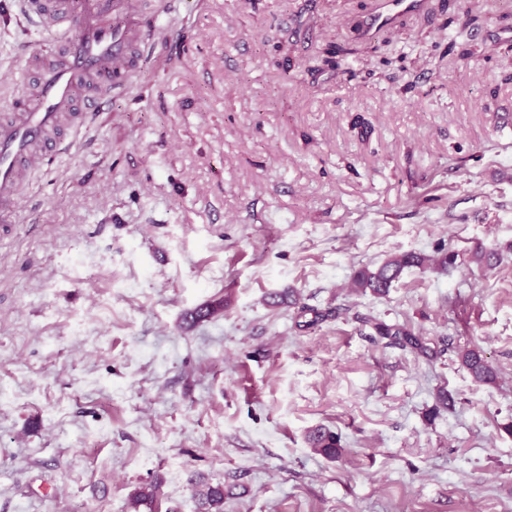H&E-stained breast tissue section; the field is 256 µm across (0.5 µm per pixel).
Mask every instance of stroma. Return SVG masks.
Wrapping results in <instances>:
<instances>
[{"instance_id":"1","label":"stroma","mask_w":512,"mask_h":512,"mask_svg":"<svg viewBox=\"0 0 512 512\" xmlns=\"http://www.w3.org/2000/svg\"><path fill=\"white\" fill-rule=\"evenodd\" d=\"M378 6L145 0L165 38L0 225V512H129L156 478L155 512H198L193 476L224 512H512V0H422L377 45ZM57 51L0 0V116ZM479 248L498 265L349 288ZM458 254L452 251L436 256H426L419 253H406L393 256L375 267H361L356 270L350 281V288L356 292H370L373 295L384 296L389 292L404 272L410 267H438L445 270L448 265L456 262ZM459 361L473 380L480 384H492L497 379V373L488 363L482 350L473 346L458 352ZM194 497L198 503V512H224V485L212 484L191 478Z\"/></svg>"}]
</instances>
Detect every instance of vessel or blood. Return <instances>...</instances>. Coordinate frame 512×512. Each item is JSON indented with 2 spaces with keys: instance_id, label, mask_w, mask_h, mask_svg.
<instances>
[{
  "instance_id": "b4317fda",
  "label": "vessel or blood",
  "mask_w": 512,
  "mask_h": 512,
  "mask_svg": "<svg viewBox=\"0 0 512 512\" xmlns=\"http://www.w3.org/2000/svg\"><path fill=\"white\" fill-rule=\"evenodd\" d=\"M25 16H36L64 40L65 59L38 66L35 89L15 112L0 118V224H10L18 203L20 168L28 161L52 164L66 148L54 136L63 113L80 127L96 118L106 92L126 87L138 71L142 46L155 37L150 18L135 0H21ZM421 0H380L360 27L369 33L415 12Z\"/></svg>"
}]
</instances>
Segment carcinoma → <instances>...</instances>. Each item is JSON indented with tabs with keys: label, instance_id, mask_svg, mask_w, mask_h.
Returning a JSON list of instances; mask_svg holds the SVG:
<instances>
[{
	"label": "carcinoma",
	"instance_id": "1",
	"mask_svg": "<svg viewBox=\"0 0 512 512\" xmlns=\"http://www.w3.org/2000/svg\"><path fill=\"white\" fill-rule=\"evenodd\" d=\"M456 260L457 254L452 251L436 256H426L414 252L393 256L378 266L372 268L365 266L356 270L351 278L350 288L356 292H369L373 295L384 296L399 280L405 269L431 266L444 270L454 264ZM497 262L498 253L496 251L477 249L471 254L467 264H473L483 269L490 268ZM375 329L383 337L403 336L406 343L412 347H420L418 340L402 328L377 324ZM458 358L462 367L475 382L492 384L496 381L497 373L479 347L473 346L459 351ZM312 443L317 451L329 457L336 456V452L339 450V437L330 430L317 429L312 435ZM190 483L198 503V512H224V485H214L195 478L190 479ZM159 485L160 481L156 480L135 489L129 496L128 508L132 509V512H153Z\"/></svg>",
	"mask_w": 512,
	"mask_h": 512
}]
</instances>
